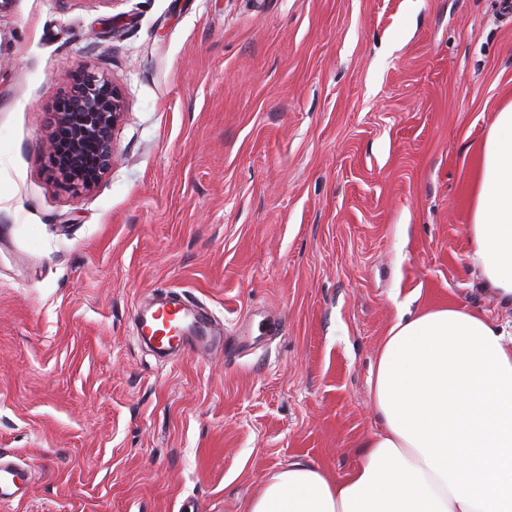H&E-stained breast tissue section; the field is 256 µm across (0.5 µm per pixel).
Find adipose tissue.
<instances>
[{
    "mask_svg": "<svg viewBox=\"0 0 512 512\" xmlns=\"http://www.w3.org/2000/svg\"><path fill=\"white\" fill-rule=\"evenodd\" d=\"M468 259L512 304V104L482 148ZM380 423L342 479L295 461L248 512H512V332L458 306L399 318L370 373Z\"/></svg>",
    "mask_w": 512,
    "mask_h": 512,
    "instance_id": "ef3b65f1",
    "label": "adipose tissue"
}]
</instances>
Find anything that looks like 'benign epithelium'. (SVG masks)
<instances>
[{
	"instance_id": "benign-epithelium-1",
	"label": "benign epithelium",
	"mask_w": 512,
	"mask_h": 512,
	"mask_svg": "<svg viewBox=\"0 0 512 512\" xmlns=\"http://www.w3.org/2000/svg\"><path fill=\"white\" fill-rule=\"evenodd\" d=\"M126 110L120 87L81 70L51 112L46 167L65 189L80 194L112 169L115 133Z\"/></svg>"
}]
</instances>
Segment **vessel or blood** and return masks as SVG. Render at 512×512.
Segmentation results:
<instances>
[{
	"instance_id": "vessel-or-blood-1",
	"label": "vessel or blood",
	"mask_w": 512,
	"mask_h": 512,
	"mask_svg": "<svg viewBox=\"0 0 512 512\" xmlns=\"http://www.w3.org/2000/svg\"><path fill=\"white\" fill-rule=\"evenodd\" d=\"M196 313V306L181 297L157 303L153 309L138 315L139 334L160 351L200 347L207 337L196 320ZM31 480L28 465L0 453V504L21 499Z\"/></svg>"
}]
</instances>
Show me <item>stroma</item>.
<instances>
[{"instance_id":"stroma-1","label":"stroma","mask_w":512,"mask_h":512,"mask_svg":"<svg viewBox=\"0 0 512 512\" xmlns=\"http://www.w3.org/2000/svg\"><path fill=\"white\" fill-rule=\"evenodd\" d=\"M500 0H0V512H247L296 460L344 478L399 314L512 328L465 227L512 103ZM125 96L117 159L45 171L72 73ZM174 291L217 333L155 355ZM32 480L28 465L0 453V504L20 501Z\"/></svg>"}]
</instances>
